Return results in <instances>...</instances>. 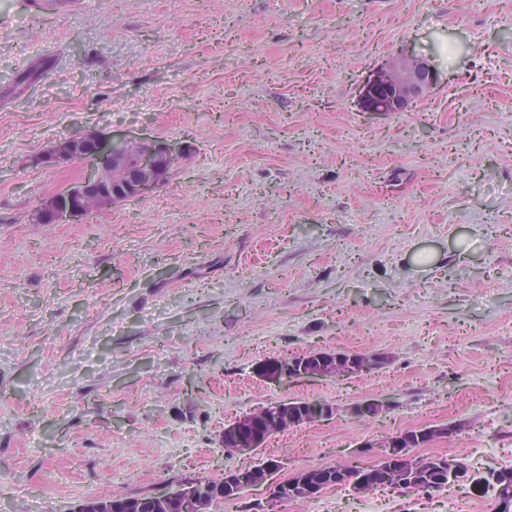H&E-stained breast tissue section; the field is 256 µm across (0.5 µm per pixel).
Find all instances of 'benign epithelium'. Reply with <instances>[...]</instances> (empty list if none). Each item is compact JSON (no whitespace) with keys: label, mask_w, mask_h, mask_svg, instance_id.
<instances>
[{"label":"benign epithelium","mask_w":512,"mask_h":512,"mask_svg":"<svg viewBox=\"0 0 512 512\" xmlns=\"http://www.w3.org/2000/svg\"><path fill=\"white\" fill-rule=\"evenodd\" d=\"M437 74L424 60L400 54L373 74L362 86L359 97L364 112H403L409 102L425 95ZM181 150L164 142L115 143L90 132L71 134L56 140L46 151L49 162L81 159L90 163L89 172L75 185L45 198L33 214L35 224H66L79 221L92 202L115 205L146 194L162 183L178 160ZM369 365L368 358L351 354L323 356L315 360L299 356L290 362L268 360L256 367L263 379L279 383L302 378L357 375ZM333 414L324 404H311L298 412L286 403L246 413L227 426L224 450L248 454L261 446L275 429L304 422L313 423ZM317 470L300 471L287 479L288 489L318 494ZM266 471H251L228 479L237 491L262 484Z\"/></svg>","instance_id":"benign-epithelium-1"}]
</instances>
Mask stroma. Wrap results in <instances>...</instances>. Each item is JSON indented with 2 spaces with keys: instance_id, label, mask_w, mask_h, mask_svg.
<instances>
[{
  "instance_id": "35a3bbf8",
  "label": "stroma",
  "mask_w": 512,
  "mask_h": 512,
  "mask_svg": "<svg viewBox=\"0 0 512 512\" xmlns=\"http://www.w3.org/2000/svg\"><path fill=\"white\" fill-rule=\"evenodd\" d=\"M439 78L404 112L358 86L400 51ZM78 131L186 152L140 197L36 224ZM310 351L383 358L269 383ZM379 401L373 418L357 404ZM320 401L225 452L224 428ZM416 457L431 493L351 486L211 512H497L512 467V0H0V512H69L276 460L273 480ZM291 403L296 408H300L312 402L293 401ZM293 405L283 403L262 407L239 416L224 430L226 436L230 433L223 441L224 450L229 453L248 454L259 448L265 438L277 428L297 425L299 422L309 424L333 414V408L324 404H310L302 409L300 414ZM493 481V487L497 491L498 500L508 498L511 501L502 502L500 504L501 511H509L512 502V468H504L503 470L493 471L490 474Z\"/></svg>"
}]
</instances>
